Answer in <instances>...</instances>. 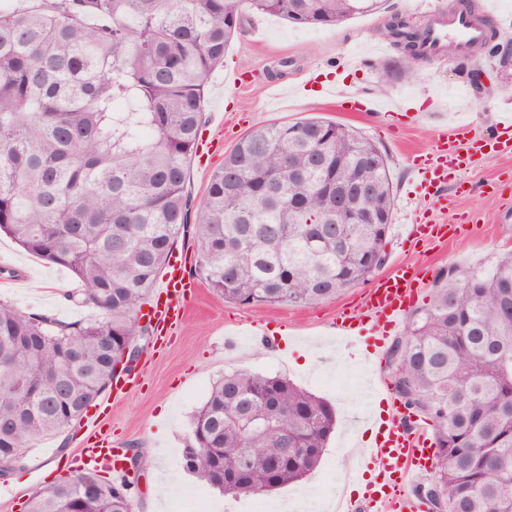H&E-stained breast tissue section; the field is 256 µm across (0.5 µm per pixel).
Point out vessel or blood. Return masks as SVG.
<instances>
[{"instance_id":"b4317fda","label":"vessel or blood","mask_w":512,"mask_h":512,"mask_svg":"<svg viewBox=\"0 0 512 512\" xmlns=\"http://www.w3.org/2000/svg\"><path fill=\"white\" fill-rule=\"evenodd\" d=\"M424 32L425 52L430 56L439 55L449 45L454 46L460 56H467L471 46L486 37L484 25L465 11L454 12L446 18H428ZM511 152L512 114L506 113L496 122L491 136L471 142L467 151H460L455 142L443 136L429 153L411 159L409 165L418 176L419 193L432 205L440 206L447 200L445 190L449 181L468 170L472 155L490 157ZM447 232L446 225L424 219L410 224L407 238L439 242L445 240ZM186 267L184 255L173 253L153 301L143 312L156 333L166 332L182 320L188 301L197 291L186 276ZM422 273V267L396 263L387 275L375 280L367 289L360 311L337 317V334L348 344H365L367 364H374L392 333L402 326L415 303L416 286ZM89 424L96 430L95 441L73 459V466L123 477L118 449L113 448L107 436L98 432V419H90ZM358 433L367 436V456L377 464L378 471L371 476L365 469H354V479L364 485L363 498L346 500L342 512H360L365 504L372 512H424L422 500L401 498L400 492L436 455L435 443L425 428L410 431L404 412L393 411L384 420L371 410L365 413Z\"/></svg>"}]
</instances>
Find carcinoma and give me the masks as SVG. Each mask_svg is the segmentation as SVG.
I'll return each instance as SVG.
<instances>
[{"instance_id": "cac0c4a2", "label": "carcinoma", "mask_w": 512, "mask_h": 512, "mask_svg": "<svg viewBox=\"0 0 512 512\" xmlns=\"http://www.w3.org/2000/svg\"><path fill=\"white\" fill-rule=\"evenodd\" d=\"M385 0H248L256 14L332 27ZM241 0H36L0 3V233L68 269L102 319L70 327L0 304V471L77 422L112 384L131 322L192 233L194 271L224 300L313 305L386 264L393 186L382 151L319 118L258 127L210 177L190 219L188 165L211 72L241 28ZM395 45L420 38L393 22ZM295 134H290V131ZM325 149L328 168L316 155ZM363 181L378 223H336L328 180ZM112 337V348L100 338ZM394 389L433 423L438 512H512V253L485 269L450 267L390 352ZM336 412L280 375L227 373L190 425L184 469L201 484L260 496L321 462ZM127 512L112 482L76 471L25 512Z\"/></svg>"}]
</instances>
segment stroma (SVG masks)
<instances>
[{"instance_id":"35a3bbf8","label":"stroma","mask_w":512,"mask_h":512,"mask_svg":"<svg viewBox=\"0 0 512 512\" xmlns=\"http://www.w3.org/2000/svg\"><path fill=\"white\" fill-rule=\"evenodd\" d=\"M442 13L470 7L481 9L482 0H388L385 10L358 16L338 26L305 28L276 16L244 11L257 22L259 36L243 29L234 38L224 63L210 75L203 101V126L207 135L222 137L223 150L206 166L190 162L187 189L201 202L213 171L224 163L226 151L252 129L282 122L321 117L351 126L385 153L393 183L392 230L386 250L389 263H427L416 296L428 301L438 272L454 265L473 269L490 265L497 256L512 252V153L493 158L474 157L462 177L467 193L449 192L447 207L436 210L419 197L412 181L408 157L433 148L439 130L458 124L471 125L489 135L500 112L512 111V69L499 73L498 87L481 91L471 83L475 68L491 69L485 52H471L439 59L421 58L400 79L387 82L384 70L400 52L387 35L392 14L413 25L424 26L422 6ZM349 66H342L346 55ZM314 72L317 84L300 87L302 71ZM244 73L247 86L232 88L227 78ZM347 85L367 105L363 112H346L327 96L325 86ZM392 104L397 117L384 115L382 104ZM458 226L447 243L423 246L406 242L404 227L414 215ZM30 272L25 288L0 287V303L23 314H39L64 323L83 324L95 318L90 307L73 298L79 281L67 270L24 251L6 235H0V266ZM365 285H358L334 299L308 306L288 305L261 309L224 301L207 287H200L187 307L184 319L165 341L150 338L137 366V381L121 400L105 391L97 400L105 412L100 426L120 448L139 458V478L131 490V512H173L172 499L155 502L158 482L174 481L176 488L196 487V479L184 471L181 452L187 444L190 418L219 378L233 371L280 374L288 377L335 407L339 423L320 465L303 485L328 476V485L344 497L351 485L346 476L354 454L352 432L361 416L360 389L342 392L321 385L324 373L363 368L361 351L334 349L320 341L333 331L342 313L360 308ZM259 335H247L249 324ZM88 437L84 423L57 437L37 442L24 470L6 477L16 496L0 498V512H21L23 503L39 488L70 475L68 464Z\"/></svg>"}]
</instances>
